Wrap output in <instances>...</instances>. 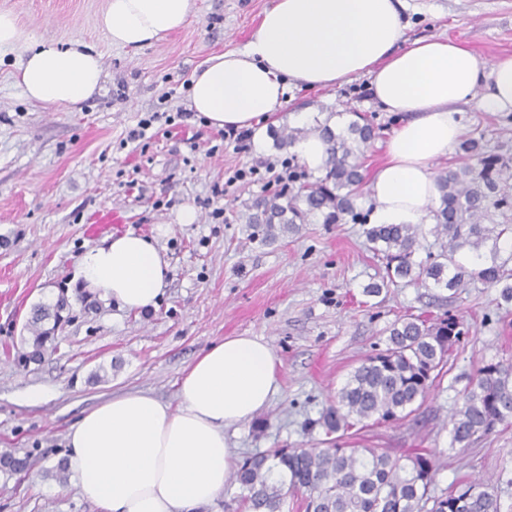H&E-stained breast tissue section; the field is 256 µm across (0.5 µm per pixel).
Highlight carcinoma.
<instances>
[{
  "label": "carcinoma",
  "mask_w": 512,
  "mask_h": 512,
  "mask_svg": "<svg viewBox=\"0 0 512 512\" xmlns=\"http://www.w3.org/2000/svg\"><path fill=\"white\" fill-rule=\"evenodd\" d=\"M338 134L322 127L327 144L325 174L301 185L293 194L282 188L256 199L247 217L254 235L264 241L298 231L314 219L340 224L360 219L356 202L364 181L360 157L377 136L375 127L359 113ZM308 130L285 127L275 133L276 144L292 145ZM461 149L475 163L435 176L438 203L430 207L440 252L418 258L420 229L415 224H377L366 230L367 241L384 261L381 282L366 288L377 296L401 283L441 288L455 293L474 279L500 289L512 302V253L499 260L500 241L512 235V158L477 140ZM503 218L497 222L496 218ZM492 242V262L469 267L455 260L463 249L482 258ZM65 298L34 307L27 321V350L19 355L25 368L40 364L54 349L55 330L62 320ZM53 321L52 326L45 322ZM459 322L448 317L432 322L420 315L398 319L389 329L386 347L366 357L336 392L335 404L322 416L326 434L347 433L371 420L375 424L405 419L421 405L437 379L447 373L448 356L459 344ZM512 422V362L480 367L460 392V406L451 418V444L463 448ZM29 459L12 449L0 451V472L27 471ZM439 464L426 450L393 457L376 448H273L243 459L231 478L238 485L239 505L245 512H282L288 490L304 494L305 512H501L494 488L458 483L439 495L432 493Z\"/></svg>",
  "instance_id": "cac0c4a2"
}]
</instances>
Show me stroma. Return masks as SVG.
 Wrapping results in <instances>:
<instances>
[{
  "label": "stroma",
  "mask_w": 512,
  "mask_h": 512,
  "mask_svg": "<svg viewBox=\"0 0 512 512\" xmlns=\"http://www.w3.org/2000/svg\"><path fill=\"white\" fill-rule=\"evenodd\" d=\"M180 30L142 49L112 46L98 25L106 0H0L37 40L67 45L79 40L103 56L99 93L74 107L29 102L0 66V450L30 457L25 474L0 473V512H98L74 481L50 472L64 457L65 434L85 412L112 395L145 391L178 405L185 368L213 343L247 334L263 338L282 362L280 387L269 407L227 429L237 458L270 448H319L320 424L337 390L367 356L384 348L391 325L407 314L457 317L465 340L448 371L417 411L396 424L350 430L347 443L400 456L432 451L440 468L436 491L459 481L486 482L512 512V423L498 425L470 447L451 443L450 419L460 391L477 368L512 360V304L480 281L449 295L407 285L366 295L380 281L362 224L315 220L297 232L260 242L247 222L256 198L278 185L234 180L237 170L291 159L273 131L293 112L327 118L358 112L379 127L366 151L372 175L387 140L405 120L373 99L368 75L336 86H289L281 111L261 129L263 148L237 150L220 128L192 114L146 144L126 143L139 115L188 110L185 87L216 53L251 39L273 0H195ZM405 42L448 37L489 63L512 56V0H407ZM464 138L485 137L512 157V112H487L477 101L461 105ZM224 191L213 195L214 188ZM224 210L213 218L207 198ZM198 221L178 223L181 206ZM122 222L90 232L97 214ZM157 238L169 263L168 285L155 309L119 307L75 283L79 257L115 232ZM65 296L69 318L55 332L57 349L41 365L16 363L34 306ZM47 392L29 402V389Z\"/></svg>",
  "instance_id": "35a3bbf8"
}]
</instances>
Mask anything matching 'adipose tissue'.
<instances>
[{"instance_id":"adipose-tissue-1","label":"adipose tissue","mask_w":512,"mask_h":512,"mask_svg":"<svg viewBox=\"0 0 512 512\" xmlns=\"http://www.w3.org/2000/svg\"><path fill=\"white\" fill-rule=\"evenodd\" d=\"M403 0H275L241 49L211 55L191 77L192 111L218 128H250L280 111L292 84L326 88L368 74L373 98L407 119L386 145L367 185L377 224L424 223L436 194L433 162L457 144L459 104L512 112V57L494 64L449 38L405 43ZM194 0H107L99 24L113 45H152L185 25ZM28 100L70 107L103 77L98 52L74 42H37L0 11V64ZM169 263L154 239L129 231L79 260L87 288L119 306L156 307ZM280 360L256 336H227L208 347L179 381L171 407L142 392L101 402L69 429L67 462L81 496L99 512H196L215 501L236 469L226 430L267 407L279 390Z\"/></svg>"}]
</instances>
